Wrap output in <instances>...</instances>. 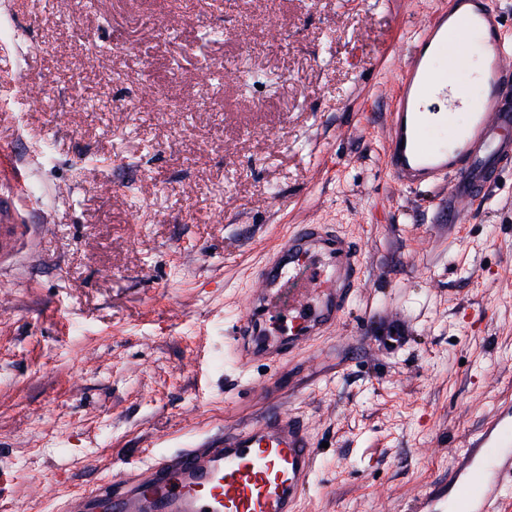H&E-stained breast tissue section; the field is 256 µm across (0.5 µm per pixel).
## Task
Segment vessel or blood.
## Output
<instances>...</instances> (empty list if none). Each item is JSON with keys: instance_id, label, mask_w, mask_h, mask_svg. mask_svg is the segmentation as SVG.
Here are the masks:
<instances>
[{"instance_id": "1", "label": "vessel or blood", "mask_w": 512, "mask_h": 512, "mask_svg": "<svg viewBox=\"0 0 512 512\" xmlns=\"http://www.w3.org/2000/svg\"><path fill=\"white\" fill-rule=\"evenodd\" d=\"M498 17L487 0H448L428 23L418 51L407 60L390 114L387 166L395 180L414 187L448 182V221L494 182L512 159V71L499 51L484 67V96L468 124L446 144L431 141L436 123L426 107L447 97L433 77L434 58L450 42L486 40ZM11 196L0 193V248L15 236ZM359 246L326 224H303L273 251L244 297L227 345L240 368L282 360L307 339L334 329L362 278ZM319 470V451L301 418L285 411L262 414L248 425L210 434L187 448L125 463L109 480L59 495L58 512H299ZM467 488L464 512H497L512 486V403L501 404L468 440L454 476Z\"/></svg>"}]
</instances>
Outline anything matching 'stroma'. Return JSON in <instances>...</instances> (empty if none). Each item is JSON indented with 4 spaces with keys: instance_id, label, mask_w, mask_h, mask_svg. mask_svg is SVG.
<instances>
[{
    "instance_id": "stroma-1",
    "label": "stroma",
    "mask_w": 512,
    "mask_h": 512,
    "mask_svg": "<svg viewBox=\"0 0 512 512\" xmlns=\"http://www.w3.org/2000/svg\"><path fill=\"white\" fill-rule=\"evenodd\" d=\"M448 0H0V512L275 410L322 462L301 512H408L512 399V162L448 224L386 167L404 64ZM46 54L29 53L32 44ZM302 224L359 243L334 330L239 369L251 272ZM405 320L390 354L366 326ZM15 205L10 195L0 192V250L15 236L18 217L15 213Z\"/></svg>"
}]
</instances>
